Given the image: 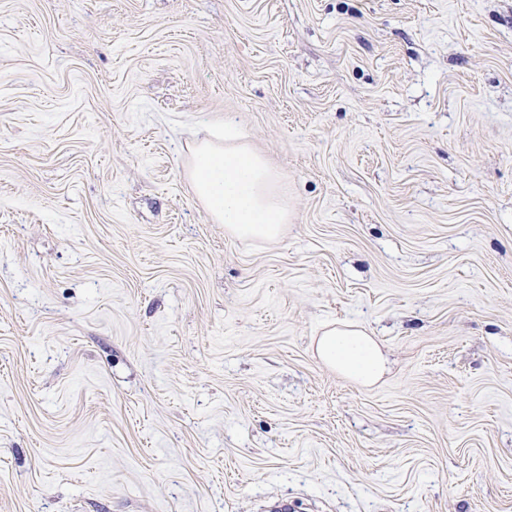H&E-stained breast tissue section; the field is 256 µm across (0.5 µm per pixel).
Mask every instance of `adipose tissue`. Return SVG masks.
<instances>
[{"mask_svg": "<svg viewBox=\"0 0 512 512\" xmlns=\"http://www.w3.org/2000/svg\"><path fill=\"white\" fill-rule=\"evenodd\" d=\"M224 137L228 146L205 142L196 149L199 161L190 174L195 196L232 236L276 240L289 218L278 173L245 142L235 141L233 132ZM317 353L326 366L364 385L385 371L378 344L353 325L325 329Z\"/></svg>", "mask_w": 512, "mask_h": 512, "instance_id": "adipose-tissue-1", "label": "adipose tissue"}]
</instances>
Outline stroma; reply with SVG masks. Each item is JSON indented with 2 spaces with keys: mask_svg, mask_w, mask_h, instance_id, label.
<instances>
[{
  "mask_svg": "<svg viewBox=\"0 0 512 512\" xmlns=\"http://www.w3.org/2000/svg\"><path fill=\"white\" fill-rule=\"evenodd\" d=\"M227 123L278 240L190 187ZM268 501L512 512V0H0V512ZM317 353L326 366L360 384H374L385 371L386 359L378 344L354 325L325 329Z\"/></svg>",
  "mask_w": 512,
  "mask_h": 512,
  "instance_id": "1",
  "label": "stroma"
}]
</instances>
